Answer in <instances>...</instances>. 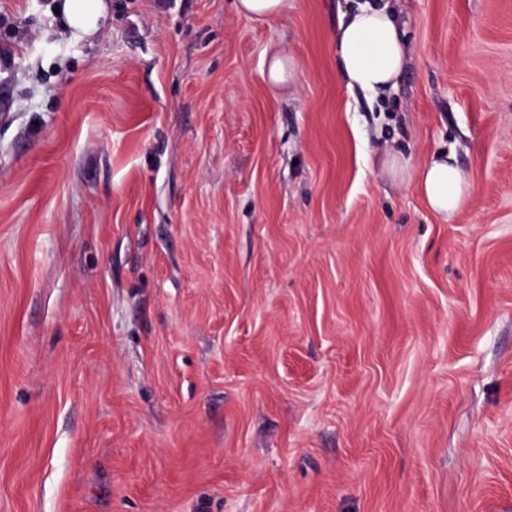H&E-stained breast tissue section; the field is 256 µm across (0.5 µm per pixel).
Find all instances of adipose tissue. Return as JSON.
<instances>
[{"instance_id":"ef3b65f1","label":"adipose tissue","mask_w":512,"mask_h":512,"mask_svg":"<svg viewBox=\"0 0 512 512\" xmlns=\"http://www.w3.org/2000/svg\"><path fill=\"white\" fill-rule=\"evenodd\" d=\"M73 36L93 35L107 18L104 0H62L58 6ZM336 62L348 88L380 97L395 88L406 67L400 22L389 6L364 0L342 17L336 32ZM429 207L451 218L468 202L469 187L455 154L435 157L417 176Z\"/></svg>"}]
</instances>
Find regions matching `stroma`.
I'll return each instance as SVG.
<instances>
[{
  "mask_svg": "<svg viewBox=\"0 0 512 512\" xmlns=\"http://www.w3.org/2000/svg\"><path fill=\"white\" fill-rule=\"evenodd\" d=\"M0 0V512H512V0ZM288 52L283 87L262 78ZM455 153L451 220L409 169ZM59 12L74 37L93 35L107 18L104 0H62ZM236 11L249 18L270 21L288 7V0H233ZM336 62L349 89L374 98L398 84L407 62L400 22L389 5H357L342 17L335 32Z\"/></svg>",
  "mask_w": 512,
  "mask_h": 512,
  "instance_id": "35a3bbf8",
  "label": "stroma"
}]
</instances>
